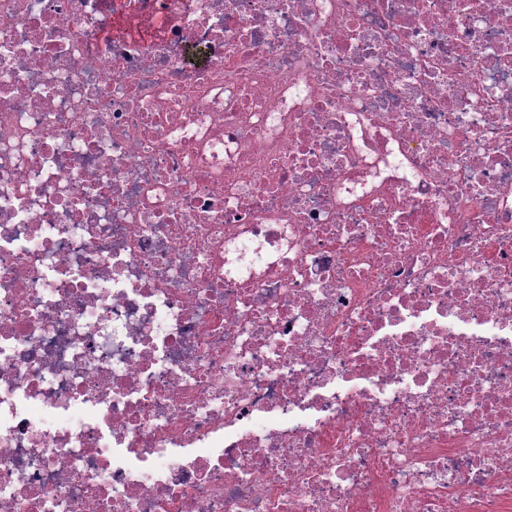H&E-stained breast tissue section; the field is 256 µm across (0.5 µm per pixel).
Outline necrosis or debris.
Listing matches in <instances>:
<instances>
[{"label":"necrosis or debris","mask_w":512,"mask_h":512,"mask_svg":"<svg viewBox=\"0 0 512 512\" xmlns=\"http://www.w3.org/2000/svg\"><path fill=\"white\" fill-rule=\"evenodd\" d=\"M0 512H512V0H0Z\"/></svg>","instance_id":"4bbe7bcc"}]
</instances>
